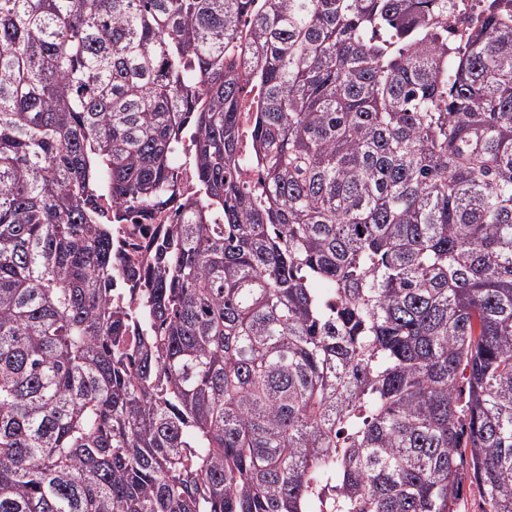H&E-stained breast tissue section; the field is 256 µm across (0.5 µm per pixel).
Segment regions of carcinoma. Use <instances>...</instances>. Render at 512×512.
I'll use <instances>...</instances> for the list:
<instances>
[{"instance_id": "cac0c4a2", "label": "carcinoma", "mask_w": 512, "mask_h": 512, "mask_svg": "<svg viewBox=\"0 0 512 512\" xmlns=\"http://www.w3.org/2000/svg\"><path fill=\"white\" fill-rule=\"evenodd\" d=\"M456 10L0 0V512H512V17ZM251 84L248 85V88ZM243 93V99L240 104V131L242 134L240 135V150L243 154H246L250 151L251 148V136L250 129L253 118L255 116V112H258L261 103V95H259L257 88L254 90ZM177 201L160 210L146 213L145 219L134 216L128 220L124 227V237L120 238L119 251L122 257L144 258L148 252L154 236L166 234L170 224H180ZM455 509L456 512H483L486 509L479 487L471 484L469 479L464 482L462 494Z\"/></svg>"}]
</instances>
